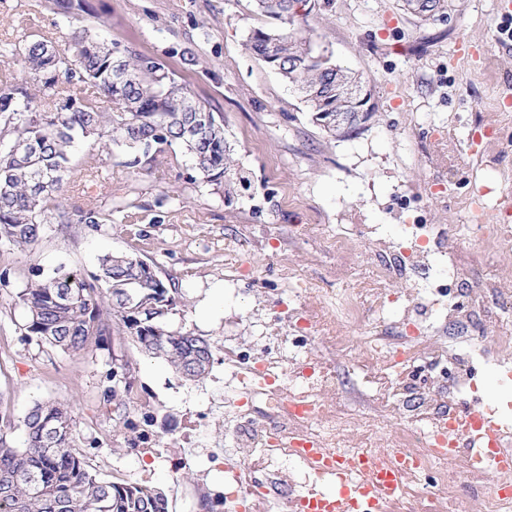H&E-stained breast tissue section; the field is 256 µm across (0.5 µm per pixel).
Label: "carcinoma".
<instances>
[{
    "label": "carcinoma",
    "instance_id": "carcinoma-1",
    "mask_svg": "<svg viewBox=\"0 0 512 512\" xmlns=\"http://www.w3.org/2000/svg\"><path fill=\"white\" fill-rule=\"evenodd\" d=\"M257 2L279 25L253 28L246 50L300 88L311 112L348 109L336 85L360 78L315 53L295 27L299 6L310 13L309 0ZM53 6L70 24L88 12L85 0H53ZM446 8L447 0H415L413 11ZM0 52L20 58L26 73L20 81H0V242L25 249L38 242L44 224L65 217L60 192L80 143L109 155L125 152L124 167L141 171L181 153L196 177L225 186L227 197L236 185L250 187L225 136L224 114L195 97L160 58L106 41L94 24L76 27L62 49L29 35ZM104 97L112 109L101 106ZM78 217L81 224H110L112 209L92 206ZM99 269L88 280L59 271L25 289L27 335L77 354L102 344L115 324L183 377H204L211 344L193 335L176 340L163 329L179 297L155 263L111 253L99 259ZM19 429L18 446L0 431V512H168L162 492L99 476L75 444L76 425L64 404H35Z\"/></svg>",
    "mask_w": 512,
    "mask_h": 512
}]
</instances>
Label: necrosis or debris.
<instances>
[{
    "label": "necrosis or debris",
    "instance_id": "1",
    "mask_svg": "<svg viewBox=\"0 0 512 512\" xmlns=\"http://www.w3.org/2000/svg\"><path fill=\"white\" fill-rule=\"evenodd\" d=\"M434 225L412 227L414 244H394L374 237L369 253L380 282L407 277L411 271L435 263L439 271L425 287L364 305L356 296L343 301L347 319H369L382 313L387 329L364 337L372 360L381 365L383 382L376 387L378 404L404 413L405 430L393 439L413 460L422 478L415 489L379 507L361 506L356 512H451L462 482L477 484L488 472L465 453L440 456L443 448L461 442L450 415L466 395L479 397L472 366L475 358L506 366L475 341L451 347L436 338L433 324L419 318V304L440 307L450 325L466 324L479 309L462 311L453 298L457 281L472 268L434 249ZM287 266H279L281 284L275 314L260 323L256 348L224 339V440L226 447L246 449L224 473L225 512H284L299 502L304 489L333 485L321 464L305 454L306 447L332 448L337 434L351 428L348 416L326 394L335 372L325 356L313 355L311 343L320 340L328 351L341 344L325 335V324L303 312L301 288L288 287Z\"/></svg>",
    "mask_w": 512,
    "mask_h": 512
}]
</instances>
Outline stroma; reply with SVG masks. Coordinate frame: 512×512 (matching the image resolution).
Instances as JSON below:
<instances>
[{
    "label": "stroma",
    "mask_w": 512,
    "mask_h": 512,
    "mask_svg": "<svg viewBox=\"0 0 512 512\" xmlns=\"http://www.w3.org/2000/svg\"><path fill=\"white\" fill-rule=\"evenodd\" d=\"M88 19L113 41L162 59L179 82L224 114V129L251 188L225 202L217 186L191 182L185 166L163 164L144 174L124 168V154L104 158L96 181L77 170L66 187L68 214L111 208L108 224H45L30 250L0 244V420L19 423L34 401L68 404L76 444L102 476L145 483L168 500V512H224V339L253 347L258 313L252 281L225 283L224 274L250 257L263 279L264 302L276 296V267L316 285L306 305L341 322L348 349L336 351L338 385L331 391L348 413L372 418V446L386 449L404 423L381 415L364 388L348 379L365 358L358 342L377 320L342 322L347 289L371 284L366 237L342 260L321 253L340 224L376 227L386 239L408 224H444L449 254L467 260L465 207L479 198L487 223H502L498 200L512 192V17L496 0H448L444 19L411 14L403 0H311L296 20L314 51H328L370 89L373 114L349 136L329 139L298 91L249 55L251 29L270 25L257 0H86ZM36 30L65 44L71 29L52 0H0V46ZM467 41L471 56L456 47ZM280 228L289 239L260 248L241 225ZM480 277L500 293L485 301L481 341L499 347L512 325V238L493 248ZM108 252L154 261L172 278L181 302L164 322L169 334L207 339L208 374L190 381L165 360L142 353L124 332L100 347L68 354L26 335L19 300L36 276L65 269L87 276ZM224 304L208 310L215 288ZM131 366L133 391L146 401L157 438L151 448L130 445L128 421L140 412L125 394L108 397L114 367Z\"/></svg>",
    "instance_id": "obj_1"
}]
</instances>
